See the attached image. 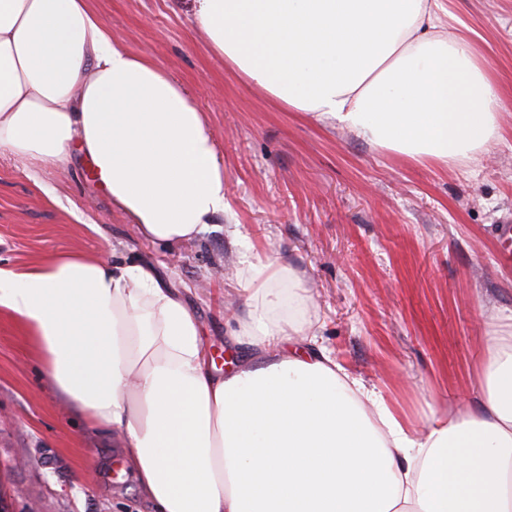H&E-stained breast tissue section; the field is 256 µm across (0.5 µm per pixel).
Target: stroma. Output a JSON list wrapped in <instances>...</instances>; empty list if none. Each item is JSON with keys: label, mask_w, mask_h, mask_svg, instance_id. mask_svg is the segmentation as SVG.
Segmentation results:
<instances>
[{"label": "stroma", "mask_w": 512, "mask_h": 512, "mask_svg": "<svg viewBox=\"0 0 512 512\" xmlns=\"http://www.w3.org/2000/svg\"><path fill=\"white\" fill-rule=\"evenodd\" d=\"M130 52L194 94L224 156L228 208L194 242L157 246L97 187L87 160L32 174L0 159V266L61 253L146 261L191 287L209 357L235 362L231 277L245 247L289 266L312 295L315 331L342 365L416 425L459 400L479 406L478 364L512 308V0H444L501 87L503 143L457 168L419 163L337 123L288 112L245 84L192 21L194 0H90ZM123 450L40 375L30 336L0 311V496L7 512H156Z\"/></svg>", "instance_id": "obj_1"}]
</instances>
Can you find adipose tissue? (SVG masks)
<instances>
[{"mask_svg":"<svg viewBox=\"0 0 512 512\" xmlns=\"http://www.w3.org/2000/svg\"><path fill=\"white\" fill-rule=\"evenodd\" d=\"M441 0H194L211 49L291 112L417 162L465 166L501 139L499 83ZM90 163L113 208L157 245L198 239L226 209L204 112L89 0H0V158ZM54 255L0 269V309L43 376L118 432L159 512H512V309L480 365L481 405L426 427L318 347L296 272L253 250L232 339L211 367L182 291L144 263Z\"/></svg>","mask_w":512,"mask_h":512,"instance_id":"obj_1","label":"adipose tissue"}]
</instances>
